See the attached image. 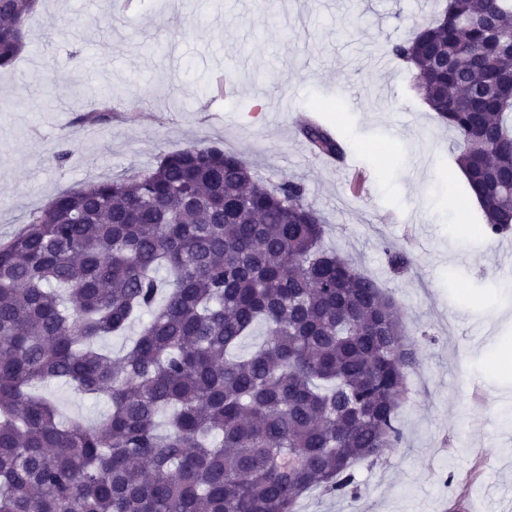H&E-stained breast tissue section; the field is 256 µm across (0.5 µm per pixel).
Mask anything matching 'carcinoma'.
<instances>
[{
    "mask_svg": "<svg viewBox=\"0 0 512 512\" xmlns=\"http://www.w3.org/2000/svg\"><path fill=\"white\" fill-rule=\"evenodd\" d=\"M35 0H0V67ZM456 134L486 222L512 229V0H445L392 45ZM317 156L344 147L298 128ZM303 182L268 186L196 143L56 196L0 244V512H295L356 499L354 466L404 439L418 365L394 298L323 247ZM165 269L169 280L156 272ZM149 314L131 348H97ZM265 338L236 351L256 325ZM104 396L98 423L32 392Z\"/></svg>",
    "mask_w": 512,
    "mask_h": 512,
    "instance_id": "carcinoma-1",
    "label": "carcinoma"
}]
</instances>
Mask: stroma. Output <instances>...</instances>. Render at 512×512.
<instances>
[{"label": "stroma", "instance_id": "stroma-1", "mask_svg": "<svg viewBox=\"0 0 512 512\" xmlns=\"http://www.w3.org/2000/svg\"><path fill=\"white\" fill-rule=\"evenodd\" d=\"M439 3L41 0L0 69V242L61 192L202 141L267 184L302 181L326 246L394 297L419 359L404 440L358 465V499L314 491L299 512H512V369L498 364L512 351V235L481 233L452 131L390 53ZM105 103L110 122H84ZM309 114L337 129L347 166L311 153L295 129ZM389 243L414 266L393 269ZM49 392L67 418L108 410Z\"/></svg>", "mask_w": 512, "mask_h": 512}]
</instances>
